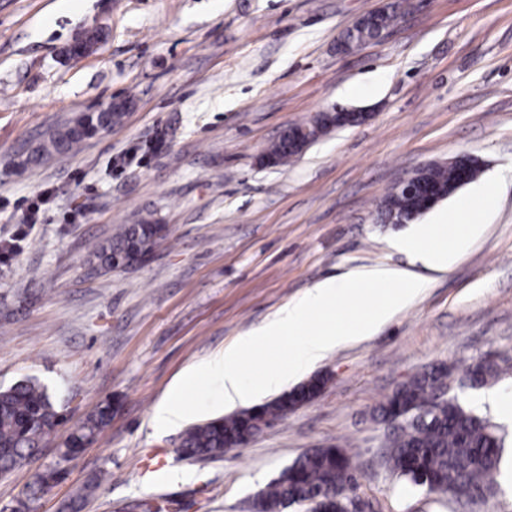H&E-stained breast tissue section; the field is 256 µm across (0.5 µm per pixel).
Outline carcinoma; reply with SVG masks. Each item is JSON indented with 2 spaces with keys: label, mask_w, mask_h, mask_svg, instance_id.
<instances>
[{
  "label": "carcinoma",
  "mask_w": 512,
  "mask_h": 512,
  "mask_svg": "<svg viewBox=\"0 0 512 512\" xmlns=\"http://www.w3.org/2000/svg\"><path fill=\"white\" fill-rule=\"evenodd\" d=\"M125 109L116 106L109 112H94L77 118L92 131H102L119 123ZM83 137L65 127L51 138L53 152L62 154L76 149ZM302 153L299 145L288 144L283 136L267 151L274 164H285ZM468 172V182L481 173L479 160L434 163L422 170V180L435 194L445 197L457 192L460 167ZM384 216L412 221L428 212L420 199L399 193L389 194L381 203ZM162 224L142 221L122 224L112 236L96 244L90 261L101 269L126 268L152 251L164 238ZM498 364L490 359L471 364L459 386L479 389L499 377ZM321 389L314 375L275 399L257 406V410L275 418H284L314 398ZM452 390V372L435 365L418 372L385 397L379 415L386 421L402 405L411 413L397 420L381 453L382 464L414 486L434 494L449 493L463 507L487 500L496 492L500 473L503 440L488 422L461 405ZM112 420V404L107 402L87 417L64 441L62 460L67 461L89 445ZM57 410L46 388L24 379L0 388V477L11 473L22 462L36 456L45 440L61 426ZM263 431L261 419L248 408L196 424L181 436L180 452L185 458H210L239 446L242 438ZM357 456L338 446L313 448L261 490L252 502L253 512H284L292 505L308 504L310 512H345L349 496L358 488ZM63 470L49 466L34 476L29 497L47 492Z\"/></svg>",
  "instance_id": "1"
}]
</instances>
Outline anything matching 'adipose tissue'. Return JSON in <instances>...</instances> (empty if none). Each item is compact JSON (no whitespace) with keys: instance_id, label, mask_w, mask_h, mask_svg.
<instances>
[{"instance_id":"adipose-tissue-1","label":"adipose tissue","mask_w":512,"mask_h":512,"mask_svg":"<svg viewBox=\"0 0 512 512\" xmlns=\"http://www.w3.org/2000/svg\"><path fill=\"white\" fill-rule=\"evenodd\" d=\"M495 203L490 192L462 200L447 215L443 224H417L392 242L397 251L408 255L412 262L425 267L447 269L453 256L477 233L478 215L489 210Z\"/></svg>"}]
</instances>
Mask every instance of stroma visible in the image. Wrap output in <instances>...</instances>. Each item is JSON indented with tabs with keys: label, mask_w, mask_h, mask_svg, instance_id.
Returning <instances> with one entry per match:
<instances>
[{
	"label": "stroma",
	"mask_w": 512,
	"mask_h": 512,
	"mask_svg": "<svg viewBox=\"0 0 512 512\" xmlns=\"http://www.w3.org/2000/svg\"><path fill=\"white\" fill-rule=\"evenodd\" d=\"M386 0H0V386L36 379L66 422L32 461L0 477V512H251L254 496L306 450L359 456L358 495L376 512H462L380 461L390 430L377 408L444 363L462 375L490 358L492 390L512 403V0H404L375 40L337 52L342 33ZM99 37L74 56L83 35ZM122 124L79 152L24 160L56 129L110 99ZM362 124L333 129L285 165L262 156L291 125L332 108ZM495 204L448 269L389 246L402 232L379 207L416 168L460 154ZM37 223L18 237L28 203ZM149 220L167 237L151 259L93 270V243ZM379 264L412 268L414 303L371 338L330 352L311 401L215 459L178 452L181 428L149 420L192 364L260 327L316 282ZM504 438L508 485L472 512H512V424L455 388ZM111 423L77 457L67 435L99 405ZM165 467L151 472L157 462ZM64 477L36 500V471Z\"/></svg>",
	"instance_id": "obj_1"
}]
</instances>
